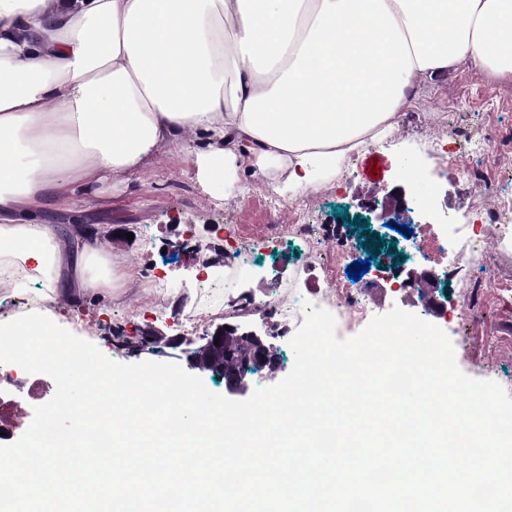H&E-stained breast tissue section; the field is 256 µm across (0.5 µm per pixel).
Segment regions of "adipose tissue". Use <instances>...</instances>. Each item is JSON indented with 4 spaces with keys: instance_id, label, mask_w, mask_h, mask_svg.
I'll use <instances>...</instances> for the list:
<instances>
[{
    "instance_id": "obj_1",
    "label": "adipose tissue",
    "mask_w": 512,
    "mask_h": 512,
    "mask_svg": "<svg viewBox=\"0 0 512 512\" xmlns=\"http://www.w3.org/2000/svg\"><path fill=\"white\" fill-rule=\"evenodd\" d=\"M462 60L512 75V0H0V273L118 298L135 274L109 227L48 217L78 189L179 146L206 185L316 188Z\"/></svg>"
}]
</instances>
